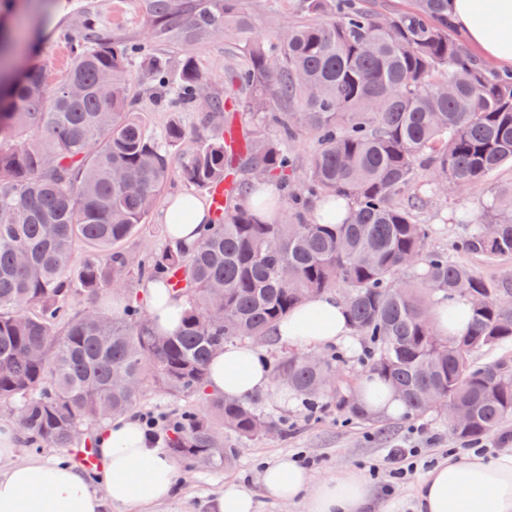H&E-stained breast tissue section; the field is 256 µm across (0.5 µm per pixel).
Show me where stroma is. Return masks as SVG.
Wrapping results in <instances>:
<instances>
[{"label":"stroma","instance_id":"1","mask_svg":"<svg viewBox=\"0 0 512 512\" xmlns=\"http://www.w3.org/2000/svg\"><path fill=\"white\" fill-rule=\"evenodd\" d=\"M23 7L14 16V30L19 35L42 27H52L51 40L40 42L36 58L46 67V83L54 85L66 73L67 62L59 61L58 51L67 47V37L79 32L85 20H92L98 34L108 41L125 44L147 39L146 22L137 0H21ZM207 77V89H224V75L238 56L236 46L221 38H213L193 49ZM132 90L139 100L138 108L146 126L161 132L170 120L168 109L157 105L156 91L145 79L140 66L130 70ZM512 185V167L495 172L483 187L448 194L434 199L425 220L431 234L426 249L447 252L453 262L465 265L490 281L512 278V257L489 258L481 254L458 251L457 242L465 227L452 223L451 217L459 203L480 210L488 191L493 187ZM261 410L284 428L281 436H266L238 443L227 437V445H240L241 451L231 467L195 468L179 461L182 483L179 493L160 508V512H207L208 502L224 488L225 481L238 480L251 489H258L262 467L278 457L306 455L315 479L358 469L369 472L371 466L387 469L388 454L395 448H418L423 461L392 488H385L383 479L372 482L378 512H390L401 505L403 512H413L414 493L427 470L428 462L461 452L463 445L448 431L443 416L429 414L412 419L406 416H372L366 420L349 418L335 402L311 409L295 397H282L278 389L263 394Z\"/></svg>","mask_w":512,"mask_h":512}]
</instances>
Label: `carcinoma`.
Masks as SVG:
<instances>
[{"instance_id": "1", "label": "carcinoma", "mask_w": 512, "mask_h": 512, "mask_svg": "<svg viewBox=\"0 0 512 512\" xmlns=\"http://www.w3.org/2000/svg\"><path fill=\"white\" fill-rule=\"evenodd\" d=\"M150 41L117 47L91 33L68 36L71 66L58 86L41 63L0 80V408L31 442L68 448L85 427L136 407L146 383L172 397H197L170 441L178 457L206 455L232 465L224 434L251 441L277 430L261 398L206 390L207 366L230 343L263 339L307 298L340 291L353 336L370 343L367 367L406 403V416L432 402L471 410L449 432L477 442L512 418V283L425 250L420 214L446 187L471 189L512 164V73L476 62L454 36L448 0H297L299 18L272 40L252 36L244 0H140ZM235 42L244 64L224 93L204 95L194 44L213 35ZM185 49L177 80L181 109L205 105V133L173 113L158 134L136 117L128 60H145L150 80L169 82L149 42ZM81 93L73 96L70 85ZM249 115L240 152L224 145L230 114ZM276 136L268 135L267 128ZM311 133L317 148L297 180L288 144ZM183 153L180 176L210 191L233 176L235 201L199 227L187 248L169 242L136 256L123 243L146 223ZM274 183L271 194L264 182ZM349 215L334 223L338 201ZM285 208L266 222L262 212ZM461 250L512 256V186L488 195ZM93 253L77 260V242ZM152 280L187 302L181 328L155 332L133 296ZM114 291L124 315L96 307ZM455 300L473 304L471 330L435 334L432 314ZM502 355L474 361L482 350ZM340 357H273L272 383L313 408L339 398L365 412L328 379Z\"/></svg>"}]
</instances>
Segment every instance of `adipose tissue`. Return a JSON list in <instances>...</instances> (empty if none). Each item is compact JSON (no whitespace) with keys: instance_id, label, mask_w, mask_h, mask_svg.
I'll use <instances>...</instances> for the list:
<instances>
[{"instance_id":"obj_1","label":"adipose tissue","mask_w":512,"mask_h":512,"mask_svg":"<svg viewBox=\"0 0 512 512\" xmlns=\"http://www.w3.org/2000/svg\"><path fill=\"white\" fill-rule=\"evenodd\" d=\"M452 23L480 57L498 70H512V0H448ZM210 214L203 199L178 194L168 199L163 222L172 240L192 245ZM158 330L174 333L182 299L165 295L158 284L140 287ZM281 342L326 346L350 333L347 308L331 294L314 296L296 308L277 330ZM271 385L264 357L251 345H227L210 362L207 390L247 399ZM357 399L367 414L397 416L404 403L379 378L362 382ZM103 462L102 493L93 492L79 469L42 459L17 461V435L0 429V512H155L180 488L178 466L142 425L129 416L105 422L97 434ZM306 507L307 512H371L368 478L349 470L320 481L290 456L266 465L259 490L226 482L209 512H259L260 498ZM417 512H512V451L485 459L447 457L432 466L416 488Z\"/></svg>"}]
</instances>
